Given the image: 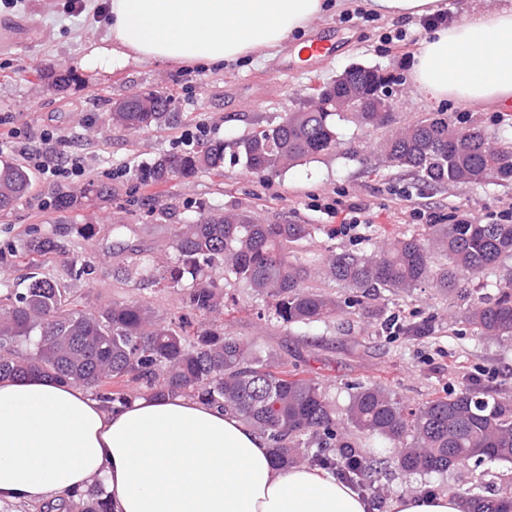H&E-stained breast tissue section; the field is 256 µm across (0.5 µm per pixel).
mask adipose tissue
Wrapping results in <instances>:
<instances>
[{"mask_svg": "<svg viewBox=\"0 0 512 512\" xmlns=\"http://www.w3.org/2000/svg\"><path fill=\"white\" fill-rule=\"evenodd\" d=\"M334 0H111L108 34L82 66L221 64L274 56ZM384 17L442 13L445 0H367ZM430 102L512 99V4L474 9L422 40L409 72ZM101 482L115 512H368L330 472L275 464L237 415L182 395L114 411L39 375L0 380V503L37 507ZM392 512H467L463 498L407 492Z\"/></svg>", "mask_w": 512, "mask_h": 512, "instance_id": "obj_1", "label": "adipose tissue"}]
</instances>
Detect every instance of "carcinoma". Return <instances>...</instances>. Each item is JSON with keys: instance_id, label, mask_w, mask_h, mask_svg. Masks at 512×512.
Instances as JSON below:
<instances>
[{"instance_id": "carcinoma-1", "label": "carcinoma", "mask_w": 512, "mask_h": 512, "mask_svg": "<svg viewBox=\"0 0 512 512\" xmlns=\"http://www.w3.org/2000/svg\"><path fill=\"white\" fill-rule=\"evenodd\" d=\"M365 112H288L275 125L236 142L235 156L247 170L267 176L335 149V121L358 126L394 124L395 113L375 112L390 77L378 66L355 70ZM125 111L107 112L104 122L130 132L176 125L172 98L134 94ZM379 150L385 161L429 186L512 181V139L489 141L479 128L460 126L446 112H432L397 129ZM224 171V142L212 141L157 157L143 176L150 183ZM20 163L0 161V211L33 187ZM317 224L270 222L250 211L203 212L191 224L170 228V252L119 266L116 278H135L180 296L181 311L162 318L139 298L114 299L88 308L76 287L90 286L96 267L67 254L59 277L44 271L42 258L65 253V245L29 228L10 245L26 273L0 275V378L32 373L82 386L114 410L137 392L181 394L240 416L283 467L333 470L369 494L377 465L391 448L406 474L445 473L471 461L512 463V403L474 386L410 406L381 382L350 387L345 408L356 429L382 440L365 456L342 430L338 410L323 386L297 367L264 353L251 341L224 331V284L232 281L271 306L284 324L312 325L340 314L369 313L368 301L382 289L431 286L466 301L464 321L480 336L512 337V224H472L456 219L428 224L424 232L369 241L363 252H330L311 269L292 258L291 248L315 236ZM125 225H112L107 255L124 252ZM445 264H437V257ZM490 268L502 275L491 297L473 296L467 285ZM324 278L345 290L335 296L308 286L303 275ZM54 512H114L112 497L94 485ZM469 512H512V484L490 496L466 498Z\"/></svg>"}]
</instances>
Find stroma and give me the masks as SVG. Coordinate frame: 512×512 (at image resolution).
Wrapping results in <instances>:
<instances>
[{"mask_svg": "<svg viewBox=\"0 0 512 512\" xmlns=\"http://www.w3.org/2000/svg\"><path fill=\"white\" fill-rule=\"evenodd\" d=\"M102 2L84 0L76 14L70 0H0L5 39L0 45V127L16 128L34 146L40 145L43 131H52L57 151L82 155L86 162L84 175L66 181L35 173L31 193L0 211V250L33 225L51 236L64 235L71 252L98 267L86 290L89 301L144 298L164 317L180 307L176 293L161 294L136 280L124 285L113 280L104 247L116 224L127 225V240L149 254L166 248L167 225L190 223L200 209L251 211L271 221L321 225V232L297 246L299 254L317 257L331 249L358 252L366 249L367 239L392 238L453 214H470L488 224L512 210V183L431 188L389 165L377 150L388 134L383 126L337 123L336 150L263 178L234 156L238 139L277 123L303 105L309 86L327 83L355 64L399 76L392 105L400 122H414L434 110L459 112L471 124L511 137L512 109L456 100L431 105L419 99L409 82L410 64L433 18H384L364 7L363 0H345L269 59L208 67L131 61L109 70L82 68L78 59L107 32ZM316 34L334 42L336 52L326 64L302 66L298 49ZM153 91L171 95V108L181 115L177 126L134 135L104 125L113 102ZM216 139L225 145L223 175L200 174L160 186L143 180L142 170L159 155ZM92 182L111 187L109 202L89 200L67 211L38 206L58 191L77 193ZM353 215L358 218L354 224L349 221ZM85 224L93 225V238L80 236ZM370 306V317L343 314L309 328L287 326L265 314L248 289L230 285L224 290V329L299 365L325 386L340 409L349 400L348 384L379 379L411 405L472 383L512 401V338L473 333L457 316L463 302L416 288L381 292ZM430 315L435 331L429 336L397 335L387 327L391 320L401 324ZM511 480L512 463L501 461L409 476L389 460L380 485L389 504L414 491L483 495Z\"/></svg>", "mask_w": 512, "mask_h": 512, "instance_id": "35a3bbf8", "label": "stroma"}]
</instances>
